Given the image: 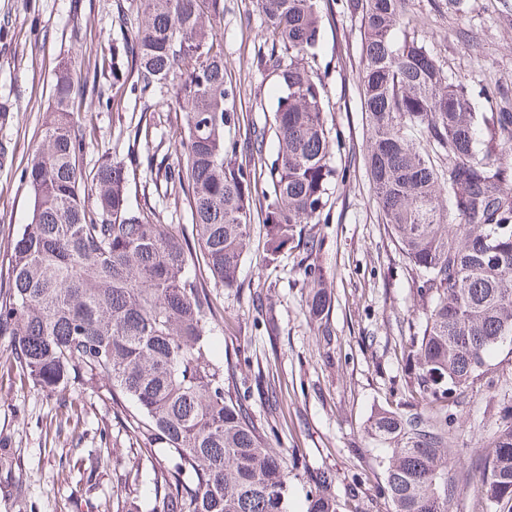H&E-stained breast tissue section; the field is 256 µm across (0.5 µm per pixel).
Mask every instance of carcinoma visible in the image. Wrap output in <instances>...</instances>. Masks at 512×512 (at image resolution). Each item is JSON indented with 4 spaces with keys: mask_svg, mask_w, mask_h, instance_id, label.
Returning a JSON list of instances; mask_svg holds the SVG:
<instances>
[{
    "mask_svg": "<svg viewBox=\"0 0 512 512\" xmlns=\"http://www.w3.org/2000/svg\"><path fill=\"white\" fill-rule=\"evenodd\" d=\"M258 5L270 48L256 67L276 76L273 126L246 128L259 154L274 141L260 215L235 138L244 120L236 86L224 45L205 26L224 16V0H139L140 22L113 48L112 78L136 72L143 99L175 88L179 157L157 176L187 201L190 232L133 205L135 152L85 171L72 101L78 77L62 67L22 171L31 214L0 257V336L12 346L5 364L49 395L104 389L112 413L133 421L144 456L163 457L151 478L160 512H289L288 459L230 391L229 368L212 350L217 307L194 260L213 287L236 288L253 224L268 255L297 241L308 260L319 243L303 237L305 226L330 208L336 169L318 73L320 0ZM404 5L347 0L361 22L364 166L424 309L402 351L422 408L382 409L365 431L388 446L373 463L387 512H453L449 395L482 382L487 355L512 337V88L496 81L476 91L448 72ZM305 273L306 307L328 345L332 293L321 269L307 264ZM482 447L479 498L512 502V412ZM334 480L331 470L319 473L307 512H340L327 492Z\"/></svg>",
    "mask_w": 512,
    "mask_h": 512,
    "instance_id": "1",
    "label": "carcinoma"
}]
</instances>
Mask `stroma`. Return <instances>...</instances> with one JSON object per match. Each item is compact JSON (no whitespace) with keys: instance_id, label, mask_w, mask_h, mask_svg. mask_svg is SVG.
I'll return each mask as SVG.
<instances>
[{"instance_id":"stroma-1","label":"stroma","mask_w":512,"mask_h":512,"mask_svg":"<svg viewBox=\"0 0 512 512\" xmlns=\"http://www.w3.org/2000/svg\"><path fill=\"white\" fill-rule=\"evenodd\" d=\"M136 6L137 0H0V255L29 214L21 174L59 67L96 79L94 88L74 90L86 168L125 157L131 148L142 156L174 153L179 107L172 95L145 100L135 77L112 81V48L131 31L117 13L135 15ZM321 7L318 62L327 68L329 153L344 176L330 186L328 222L308 231L320 242L315 260L334 295L333 341L319 344L308 316L301 247L288 245L271 262L257 234L240 268V288L212 291L220 311L213 349L231 364L253 421L273 429L272 448L293 463L290 512H306L311 478L327 469L336 474L330 492L344 512H385L383 475L370 466L384 449L364 427L377 407L412 402L401 348L409 323L424 314L409 262L388 237L363 166L369 132L357 81L360 22L342 0H322ZM405 8L426 20V43L470 84L512 82V0H406ZM215 32L227 75L240 90L238 112L246 124L271 125L275 78L256 68L265 42L257 0H224ZM164 191L138 166L133 198L155 206L162 223H186L185 203ZM488 364L486 381L448 401L461 457L454 512H487L472 459L512 408V342L502 343ZM109 406L101 389L84 391L66 406L37 392L22 372L0 371V512H116L120 500L150 512V484L130 483L124 474L132 463L145 471L151 464L140 456L130 419ZM91 449L98 467L89 486L79 482L73 464Z\"/></svg>"}]
</instances>
